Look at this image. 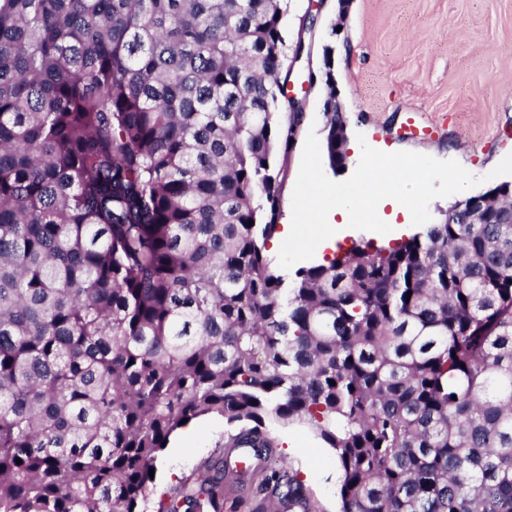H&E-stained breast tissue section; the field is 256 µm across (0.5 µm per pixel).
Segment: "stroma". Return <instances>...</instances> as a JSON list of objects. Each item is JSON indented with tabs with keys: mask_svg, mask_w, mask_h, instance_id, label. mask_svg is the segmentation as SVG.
<instances>
[{
	"mask_svg": "<svg viewBox=\"0 0 512 512\" xmlns=\"http://www.w3.org/2000/svg\"><path fill=\"white\" fill-rule=\"evenodd\" d=\"M316 23L304 36L310 44L294 69L293 91L303 117L288 154L281 196V224L291 221V197L309 129L323 130L325 85L322 49L352 46L336 55L334 76L348 125V153L362 145L383 152L409 151L458 161L481 177L473 194L492 188L488 173L512 153V0H351L339 16L337 0H289L285 18L296 40L306 15ZM418 112L436 133L407 139L403 126ZM184 447L167 446L157 462L152 500L193 485L200 470L225 455L228 427L205 416L186 428ZM277 453L298 469L325 512L336 508L339 472L330 449L301 429L276 432ZM272 490L247 482L225 486L223 512H270Z\"/></svg>",
	"mask_w": 512,
	"mask_h": 512,
	"instance_id": "obj_1",
	"label": "stroma"
}]
</instances>
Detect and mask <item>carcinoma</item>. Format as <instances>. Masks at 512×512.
<instances>
[{"mask_svg":"<svg viewBox=\"0 0 512 512\" xmlns=\"http://www.w3.org/2000/svg\"><path fill=\"white\" fill-rule=\"evenodd\" d=\"M287 14L0 0V512H148L149 470L206 415L263 460L274 428L310 432L336 512H512V183L277 272ZM333 67L326 45L336 172ZM225 471L156 512H219ZM259 472L323 512L293 468Z\"/></svg>","mask_w":512,"mask_h":512,"instance_id":"cac0c4a2","label":"carcinoma"}]
</instances>
